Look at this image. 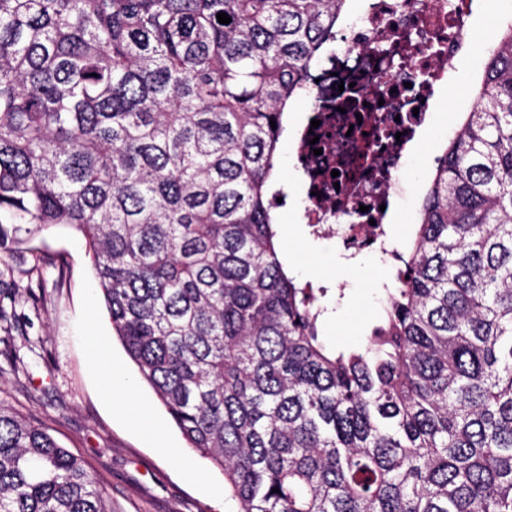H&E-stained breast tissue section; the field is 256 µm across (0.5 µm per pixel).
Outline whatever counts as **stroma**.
Instances as JSON below:
<instances>
[{
	"label": "stroma",
	"mask_w": 512,
	"mask_h": 512,
	"mask_svg": "<svg viewBox=\"0 0 512 512\" xmlns=\"http://www.w3.org/2000/svg\"><path fill=\"white\" fill-rule=\"evenodd\" d=\"M474 2L470 45L449 86L437 92L431 130L401 171L410 192L396 200L391 228L402 241L417 221L434 158L472 108L482 60L501 24L512 19V0ZM294 166L287 135L279 146L278 178L288 196L274 214L301 246L302 269L295 277L326 291L322 302L331 314L323 326L325 341L360 343L379 307L380 293L372 284L389 272L372 252L350 262L335 236L311 234ZM0 309L7 315L0 323V402L39 421L62 447L85 460L108 494L112 512H228L229 500L215 493L223 476L187 449L149 386L138 384L131 405L113 406L108 361L130 376L136 369L112 330L79 233L49 227L27 249L0 253ZM96 340L109 359L93 351ZM143 409L158 420L159 440L133 429Z\"/></svg>",
	"instance_id": "obj_1"
}]
</instances>
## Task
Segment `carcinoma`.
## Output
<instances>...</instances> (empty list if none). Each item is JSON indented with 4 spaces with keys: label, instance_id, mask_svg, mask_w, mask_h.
<instances>
[{
    "label": "carcinoma",
    "instance_id": "carcinoma-1",
    "mask_svg": "<svg viewBox=\"0 0 512 512\" xmlns=\"http://www.w3.org/2000/svg\"><path fill=\"white\" fill-rule=\"evenodd\" d=\"M347 2L0 0V250L84 236L113 332L235 512H512V21L376 322L331 346L272 209L288 104ZM0 512L112 507L0 402Z\"/></svg>",
    "mask_w": 512,
    "mask_h": 512
}]
</instances>
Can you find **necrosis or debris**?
Masks as SVG:
<instances>
[{
  "label": "necrosis or debris",
  "mask_w": 512,
  "mask_h": 512,
  "mask_svg": "<svg viewBox=\"0 0 512 512\" xmlns=\"http://www.w3.org/2000/svg\"><path fill=\"white\" fill-rule=\"evenodd\" d=\"M471 36L462 0H360L356 17L343 19L335 48L306 83L330 109L305 113L293 138L308 192L304 219L314 233L334 230L346 249L393 261L387 207L402 190L398 173L432 121L436 85L451 79ZM342 82L354 84L361 106L347 107ZM375 127L382 147L356 156L363 133Z\"/></svg>",
  "instance_id": "1"
}]
</instances>
